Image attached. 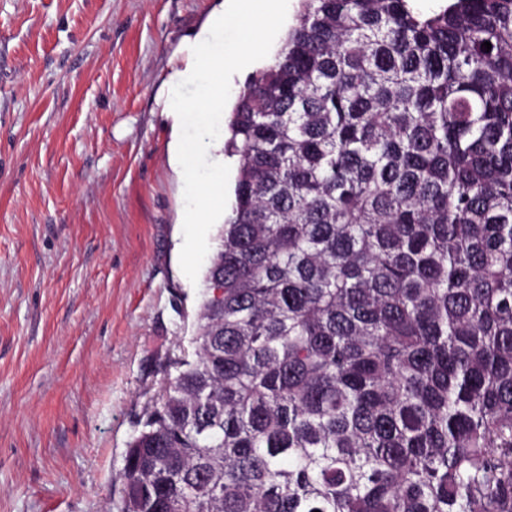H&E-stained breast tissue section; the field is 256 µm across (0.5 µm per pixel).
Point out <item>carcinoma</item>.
Returning <instances> with one entry per match:
<instances>
[{"mask_svg": "<svg viewBox=\"0 0 512 512\" xmlns=\"http://www.w3.org/2000/svg\"><path fill=\"white\" fill-rule=\"evenodd\" d=\"M228 127L119 512H512V0H301Z\"/></svg>", "mask_w": 512, "mask_h": 512, "instance_id": "obj_1", "label": "carcinoma"}]
</instances>
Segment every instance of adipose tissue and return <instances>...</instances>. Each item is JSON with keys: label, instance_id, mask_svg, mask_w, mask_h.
Instances as JSON below:
<instances>
[{"label": "adipose tissue", "instance_id": "obj_1", "mask_svg": "<svg viewBox=\"0 0 512 512\" xmlns=\"http://www.w3.org/2000/svg\"><path fill=\"white\" fill-rule=\"evenodd\" d=\"M231 13L215 10L210 15L206 31L197 35L192 44L189 62L184 68L173 70L164 83L163 109L167 112H198L206 125H213L219 112L224 109V87L204 85V76L223 79L224 66L233 63L244 67L250 62V54L238 50L231 57L225 56L224 26L234 23L246 28L252 26L268 27L273 16L282 11V0H265L262 8H255L253 0H233ZM195 87L197 93L193 99H186L182 91L185 87Z\"/></svg>", "mask_w": 512, "mask_h": 512}]
</instances>
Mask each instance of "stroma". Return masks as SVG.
<instances>
[{
	"label": "stroma",
	"instance_id": "stroma-1",
	"mask_svg": "<svg viewBox=\"0 0 512 512\" xmlns=\"http://www.w3.org/2000/svg\"><path fill=\"white\" fill-rule=\"evenodd\" d=\"M219 0H0V512H109L170 358L190 349L218 227L189 224L157 98Z\"/></svg>",
	"mask_w": 512,
	"mask_h": 512
}]
</instances>
